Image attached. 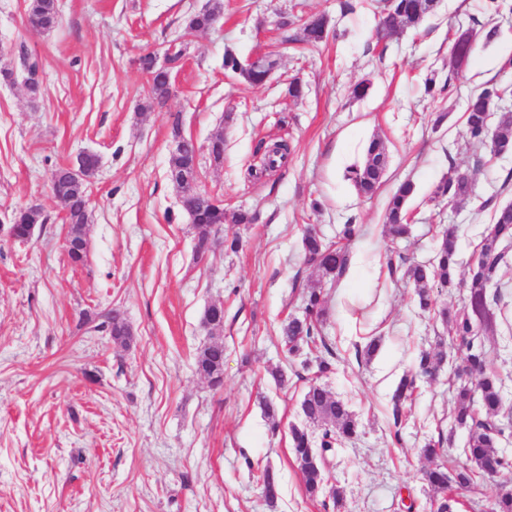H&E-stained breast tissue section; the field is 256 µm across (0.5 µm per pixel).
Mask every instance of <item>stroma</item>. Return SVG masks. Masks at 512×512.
Wrapping results in <instances>:
<instances>
[{
  "label": "stroma",
  "instance_id": "obj_1",
  "mask_svg": "<svg viewBox=\"0 0 512 512\" xmlns=\"http://www.w3.org/2000/svg\"><path fill=\"white\" fill-rule=\"evenodd\" d=\"M207 0H58L60 22L48 32L26 24L29 0H0V66L36 58L41 90L0 80V512H325L303 489L291 451V425L315 377L318 349L287 356L281 323L298 315L315 272L302 263L301 240L313 227L335 243L344 224H359L351 263L325 288L321 326L336 352L323 383L347 402L357 438L328 456V486L342 489L340 512H436L422 480L421 450L442 440L441 460L461 459L468 438L453 418L449 387L464 352L441 309L458 310L496 209L512 204V154L491 157L470 140L465 110L486 82L512 85V0L487 16L484 0H438L418 29L377 40L379 0H224L218 22L193 33L188 21ZM323 15L327 37L299 43L303 22ZM496 26L477 43L450 94L430 97L424 83L451 69L454 35L475 22ZM184 56L162 102H149L138 60ZM250 59L273 54L277 67L261 86L224 69L225 52ZM300 78L304 93L288 85ZM368 91L352 93L358 83ZM224 137V158L207 146ZM200 147L197 188L224 208L255 213L251 224H225L197 256L198 228L168 176L178 137ZM384 140L389 168L377 192L359 196L345 180L372 138ZM282 140L285 161L260 168L259 141ZM90 151L102 163L87 190L91 221L85 264L65 247V213L50 190L52 171ZM471 176L469 199L454 208L431 191L448 171ZM412 182L410 229L385 228L389 197ZM37 206L45 223L28 242L9 228L16 210ZM457 238L458 280L433 291L430 312L392 260L429 264L446 227ZM238 236V252L224 240ZM224 307V386L195 370L211 337L207 306ZM112 310L133 340L113 342L99 328ZM90 314L82 322V314ZM379 349L368 357L371 339ZM482 338L512 410V308ZM444 347L440 374L419 380L401 423L392 393L414 372L421 351ZM282 369L287 386L271 376ZM276 409L268 420L261 402ZM279 484L265 500L264 469ZM512 468L454 489L460 512H491Z\"/></svg>",
  "mask_w": 512,
  "mask_h": 512
}]
</instances>
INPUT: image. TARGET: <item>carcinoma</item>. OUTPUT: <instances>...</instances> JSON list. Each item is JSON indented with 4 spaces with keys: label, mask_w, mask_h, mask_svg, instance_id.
Returning <instances> with one entry per match:
<instances>
[{
    "label": "carcinoma",
    "mask_w": 512,
    "mask_h": 512,
    "mask_svg": "<svg viewBox=\"0 0 512 512\" xmlns=\"http://www.w3.org/2000/svg\"><path fill=\"white\" fill-rule=\"evenodd\" d=\"M223 5L214 0L209 9L194 15L189 20V28L204 32L208 30ZM59 6L57 0H30L29 15L39 19L41 30L49 31L59 23ZM434 12L433 0H392L383 4L379 35H393L407 28H415ZM327 34L325 17L314 18L307 23L303 39L308 43H320ZM479 35L489 43L498 35L494 27L480 25V29L462 32L454 37L460 43L470 37ZM240 58L232 53L224 57L225 70L241 77L250 85H260L264 80V71L258 67L239 66ZM140 68L147 76L151 97L162 100L170 92L169 71L151 67L148 57L140 59ZM507 89L496 84L486 83L470 100L465 112V124L471 139L481 144H489L495 153L512 152V121H502L497 126L491 125L488 107L491 102ZM388 156L383 140L372 139L364 152L363 161L346 171V179L354 186L358 194H374L382 183L385 172L378 167V161ZM99 167V158L95 153L82 156L78 170L67 167L56 169L51 176V189L54 198L62 205L69 224L70 244L66 247L71 263L78 265L85 261L88 254V242L85 241L86 225L90 223L87 184ZM197 152L194 142L184 140L182 148L176 150L170 158L169 170L186 169L196 173ZM414 193V186L401 184L390 197L385 215V226L392 236H403L408 231L407 216L409 201ZM470 195L469 176L456 170L448 172L434 187L432 199L437 203L450 205L463 203ZM182 209L188 214L192 223L201 229L196 245L197 254L202 256L209 250L208 234L214 228L231 222L249 224L253 216L245 211L227 215L224 205L216 202L209 195H184L181 198ZM45 223L39 209L34 207L18 210L10 227V236L16 240H26L36 224ZM512 236V205L503 206L496 213L495 223L481 245L482 260L470 267L465 285L468 291L467 302L451 315L452 330L466 345V357L459 368V374L474 381V385H459L455 388V422L468 429V442L463 453L466 463L455 469L453 477H448L445 466L436 465L424 471L423 480L435 492H447L450 483L460 487L468 486L476 471L495 462L497 467H512V461L499 455L496 448L500 435L512 420L503 422L501 413V377L488 367L487 352L479 336L475 335L477 322L486 328L496 324L498 314L493 304L502 301L500 289L489 293L488 288L494 284L502 259L498 251V242L504 237ZM304 263L318 273L316 285L303 292L302 314L284 321L280 327L281 339L290 355L296 354L304 343L318 345L323 349L317 364V377L325 376L335 370L336 353L320 334V325L327 314L326 300L322 285L335 286L346 272L350 263L349 251L325 243L317 234L307 232L302 239ZM457 246L454 230L448 229L442 235L435 259L431 266L412 265L406 268L404 275L415 288L420 309L427 310L432 304L434 283L448 287L454 283L457 269ZM202 324L208 332L213 333L224 327V320L217 317L213 306L205 309ZM99 327L107 329L113 342L127 345L131 340V330L127 322L116 310L104 315ZM445 363L443 351H425L421 353L416 372L404 376L398 383L394 396L392 414L394 421L401 420L402 405L408 400L415 388V377L429 375L439 371ZM196 370L213 387L224 383V344L211 342L204 346L196 356ZM306 403L302 414L306 423L321 427L318 439L319 448L324 453H331L336 445L357 435L358 421L347 404L317 381L309 383L306 390ZM479 397L483 415L476 416L474 397ZM292 453L298 472L301 475L306 494L312 499L328 497L333 507L341 505L343 492L337 487H327L325 469L320 463V456L312 452V433L305 426L293 425L290 428ZM492 512H512V488H503L497 494Z\"/></svg>",
    "instance_id": "carcinoma-1"
}]
</instances>
